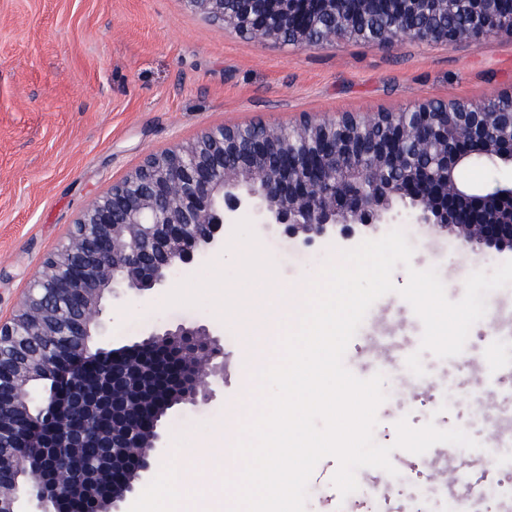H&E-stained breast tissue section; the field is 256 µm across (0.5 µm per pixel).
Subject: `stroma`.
Returning <instances> with one entry per match:
<instances>
[{
	"mask_svg": "<svg viewBox=\"0 0 512 512\" xmlns=\"http://www.w3.org/2000/svg\"><path fill=\"white\" fill-rule=\"evenodd\" d=\"M512 91V36L492 35L480 46L461 42L394 46L331 41L298 47L241 37L191 10L185 0H0V319L19 308L44 259L59 247L81 211L96 195L138 167L145 155L192 142L219 126L295 124L305 114L321 119L340 112L395 111L424 100L480 101ZM258 242L288 286L336 258L343 243L329 240L302 248L277 230L254 225ZM405 232L414 248L412 268H436L451 301L460 300L467 277L492 271L503 256L461 252L451 237ZM408 267V268H411ZM408 268L392 273L396 286ZM240 287V269L223 252L179 269L171 283L207 281L214 272ZM168 289L143 297L122 295L105 304V333L112 347L141 340L177 323L203 324L224 347V384L211 400L178 405L166 415L164 459L193 451L228 425L231 406L252 393V358L237 343L238 326L212 305H168ZM512 307V286L491 292L487 313L471 328L461 354L422 355L425 377L394 386L377 410L373 435L392 446L398 472L445 477L448 446L416 455L394 448L395 424L453 421L433 416L428 396L455 383L463 403L489 406L487 422L468 433L488 440L500 418L493 406L489 336ZM392 336L398 351L419 348L423 325L398 294L378 299L348 345L344 363L367 379L377 368L374 338Z\"/></svg>",
	"mask_w": 512,
	"mask_h": 512,
	"instance_id": "stroma-1",
	"label": "stroma"
}]
</instances>
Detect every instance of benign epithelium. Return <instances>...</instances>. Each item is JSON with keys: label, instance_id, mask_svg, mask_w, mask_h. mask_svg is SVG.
Returning a JSON list of instances; mask_svg holds the SVG:
<instances>
[{"label": "benign epithelium", "instance_id": "7a95c632", "mask_svg": "<svg viewBox=\"0 0 512 512\" xmlns=\"http://www.w3.org/2000/svg\"><path fill=\"white\" fill-rule=\"evenodd\" d=\"M205 18L250 39L312 45L296 18L345 0H246L224 16V0H186ZM512 35V16L491 29L450 33L397 16L379 37L420 43L481 44ZM507 106L450 99L417 102L396 112L304 117L288 128L258 122L208 129L193 142L146 155L122 181L83 210L58 251L30 283L22 307L0 323V512H58L60 492L89 472L76 458L96 448L110 491L99 512H121L134 481L151 473L163 419L176 405L211 396L224 377V353L203 326L179 324L130 348L104 346V301L121 292L166 287L171 272L224 248L226 222L242 213L312 246L390 224L399 215L431 224L473 250H512V181L491 190L471 184L475 160L512 167V92ZM334 143L292 161L291 137ZM65 343L52 347L57 338ZM180 381L160 410L145 414L141 385L172 358Z\"/></svg>", "mask_w": 512, "mask_h": 512}]
</instances>
